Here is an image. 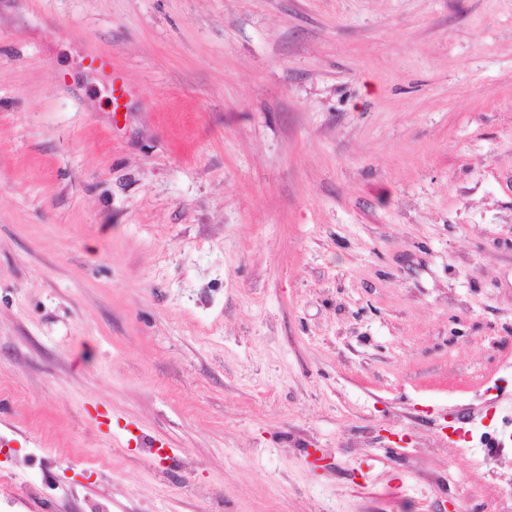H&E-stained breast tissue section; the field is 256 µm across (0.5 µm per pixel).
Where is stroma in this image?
I'll list each match as a JSON object with an SVG mask.
<instances>
[{
	"label": "stroma",
	"mask_w": 512,
	"mask_h": 512,
	"mask_svg": "<svg viewBox=\"0 0 512 512\" xmlns=\"http://www.w3.org/2000/svg\"><path fill=\"white\" fill-rule=\"evenodd\" d=\"M510 412L512 0H0V512H503ZM86 60L88 61L90 71L109 83L112 91L114 111L117 112L120 107L118 101L131 96L134 92L133 88L126 85L114 72L110 55L92 49L87 52Z\"/></svg>",
	"instance_id": "35a3bbf8"
}]
</instances>
